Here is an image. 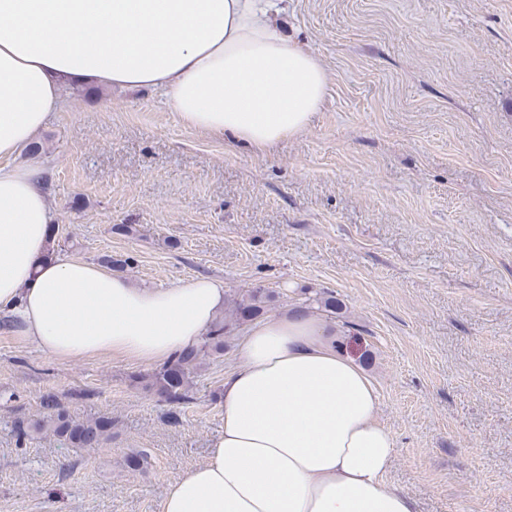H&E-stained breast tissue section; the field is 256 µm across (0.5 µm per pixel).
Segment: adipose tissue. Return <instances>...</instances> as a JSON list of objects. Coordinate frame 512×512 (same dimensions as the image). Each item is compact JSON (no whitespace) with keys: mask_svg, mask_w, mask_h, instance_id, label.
I'll use <instances>...</instances> for the list:
<instances>
[{"mask_svg":"<svg viewBox=\"0 0 512 512\" xmlns=\"http://www.w3.org/2000/svg\"><path fill=\"white\" fill-rule=\"evenodd\" d=\"M284 12L283 0H0V311L25 339L58 358L155 364L212 328L221 280L140 287L49 254L42 172L15 158L68 83L161 91L184 126L254 153L300 135L328 75ZM220 401L223 433L162 512H414L386 483L397 440L376 417L377 387L317 317L253 324Z\"/></svg>","mask_w":512,"mask_h":512,"instance_id":"adipose-tissue-1","label":"adipose tissue"}]
</instances>
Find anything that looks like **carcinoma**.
I'll use <instances>...</instances> for the list:
<instances>
[{"instance_id": "1", "label": "carcinoma", "mask_w": 512, "mask_h": 512, "mask_svg": "<svg viewBox=\"0 0 512 512\" xmlns=\"http://www.w3.org/2000/svg\"><path fill=\"white\" fill-rule=\"evenodd\" d=\"M274 298V292L262 287L233 292L224 317L197 344L182 350L151 374L136 376L134 380L144 383L146 389L171 407H179L189 399L194 378L207 360L223 356L234 332L244 323L263 316ZM13 433L20 444L51 435L73 448H97L112 434V418L80 419L70 413L56 394L47 393L41 397L38 414L15 419Z\"/></svg>"}]
</instances>
